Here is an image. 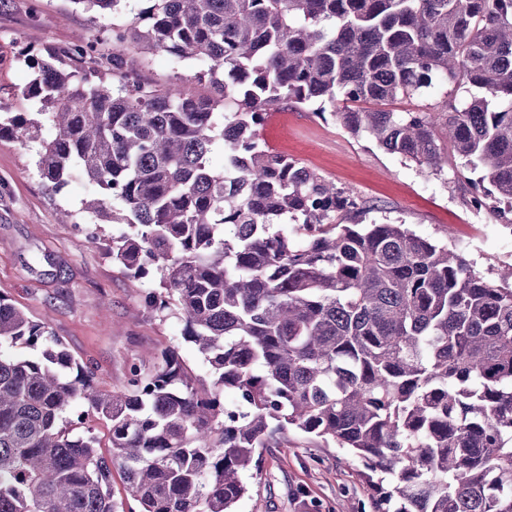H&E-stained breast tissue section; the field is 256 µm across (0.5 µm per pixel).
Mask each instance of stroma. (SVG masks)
I'll use <instances>...</instances> for the list:
<instances>
[{"label":"stroma","instance_id":"stroma-1","mask_svg":"<svg viewBox=\"0 0 512 512\" xmlns=\"http://www.w3.org/2000/svg\"><path fill=\"white\" fill-rule=\"evenodd\" d=\"M111 23V16L84 12L73 0H0V110L38 109L23 96L31 74L22 54L42 55L79 37L97 40ZM199 69L191 61L172 64L163 54L146 56L141 64L149 80L165 83L178 75L206 96L208 85L195 79ZM477 94V88L438 80L395 107L415 111L444 101L460 106ZM258 136L269 151L358 196L364 208L348 215V223L407 225L423 238L461 249L493 280L512 265V212L499 211L491 196L474 211L458 159L448 158L437 171L420 167L367 136H351L314 104L271 107ZM87 197L80 179L49 190L36 174L33 152L16 139L0 138V294L32 319H49L70 353L93 370L99 391H124L131 363L173 346L188 366L205 374L201 356L182 339L183 322L146 314L144 296L154 277L131 287L98 244L115 224L59 222L60 210H77ZM261 456L235 512H354L369 501L362 463L334 443L293 427Z\"/></svg>","mask_w":512,"mask_h":512}]
</instances>
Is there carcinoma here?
<instances>
[{
  "mask_svg": "<svg viewBox=\"0 0 512 512\" xmlns=\"http://www.w3.org/2000/svg\"><path fill=\"white\" fill-rule=\"evenodd\" d=\"M137 2L73 0L128 14L111 53L25 55L39 111L0 137L34 144L54 190L79 172V212L123 225L112 262L132 282L155 271L145 307L185 323L207 378L173 347L102 393L0 295V347L36 351L0 350V512H125L116 465L140 512H233L291 425L361 460L372 512H512V282L403 224L341 223L363 203L257 136L269 107L318 101L420 166L452 152L473 189L512 201V0ZM130 41L202 62L212 96L144 78ZM437 77L485 96L392 109ZM81 407L110 422V456ZM112 495L118 502H123L126 512H138L139 505L134 501L128 491L125 476L119 467L112 468Z\"/></svg>",
  "mask_w": 512,
  "mask_h": 512,
  "instance_id": "cac0c4a2",
  "label": "carcinoma"
}]
</instances>
